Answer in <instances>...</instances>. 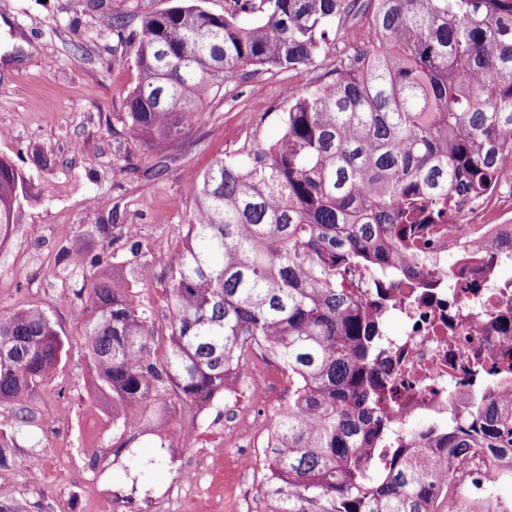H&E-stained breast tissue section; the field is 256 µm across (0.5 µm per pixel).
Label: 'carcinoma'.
Returning <instances> with one entry per match:
<instances>
[{
  "label": "carcinoma",
  "instance_id": "carcinoma-1",
  "mask_svg": "<svg viewBox=\"0 0 512 512\" xmlns=\"http://www.w3.org/2000/svg\"><path fill=\"white\" fill-rule=\"evenodd\" d=\"M198 3L126 32L140 80L131 131L181 143L212 90L243 71L296 70L342 50L336 77L288 102L279 136L202 176L179 251L160 255L167 335L132 291L141 270L93 282L79 319L112 429L150 403L201 409L265 351L288 402L264 443V512H458L471 485L452 468L493 454L512 464V397L477 401L406 447L382 414L385 325L363 304L398 244L477 193L512 139V0H244ZM367 17L346 42L344 26ZM19 169L0 160V240L12 229ZM71 345L42 308L0 313V402L44 386Z\"/></svg>",
  "mask_w": 512,
  "mask_h": 512
}]
</instances>
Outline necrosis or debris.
<instances>
[{
	"instance_id": "4bbe7bcc",
	"label": "necrosis or debris",
	"mask_w": 512,
	"mask_h": 512,
	"mask_svg": "<svg viewBox=\"0 0 512 512\" xmlns=\"http://www.w3.org/2000/svg\"><path fill=\"white\" fill-rule=\"evenodd\" d=\"M512 227V162L479 197L455 202L431 234L426 253L401 248L406 264L431 270L426 280L396 278L376 310L400 322L384 349L393 360L385 414L396 424L428 415L447 421L463 397L495 393L512 369V280L486 269L498 230ZM456 260L454 277L435 265Z\"/></svg>"
}]
</instances>
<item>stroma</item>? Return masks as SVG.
<instances>
[{"label": "stroma", "instance_id": "stroma-1", "mask_svg": "<svg viewBox=\"0 0 512 512\" xmlns=\"http://www.w3.org/2000/svg\"><path fill=\"white\" fill-rule=\"evenodd\" d=\"M185 0H0V157L28 186L0 244V311L41 307L72 347L43 388L21 402H0V429L14 440L0 467V500L27 512H107L113 495L124 512H262L264 436L250 449L245 502L220 431L266 424L273 403L239 386L229 413L149 404L133 440L113 432L93 403L89 366L79 349L78 310L90 284L109 270L140 266V300L163 322L168 297L158 250L176 251L202 174L215 160L275 139L276 116L307 88L331 81L337 58L295 71L263 69L213 89L179 147L148 146L126 124L127 97L139 80L131 50L102 23L142 16ZM48 166H39V157ZM108 233H98V226ZM136 226L131 253L127 226ZM170 438L161 447L162 438Z\"/></svg>", "mask_w": 512, "mask_h": 512}]
</instances>
